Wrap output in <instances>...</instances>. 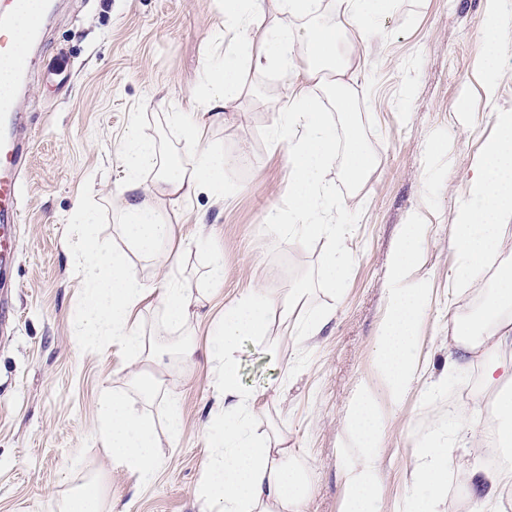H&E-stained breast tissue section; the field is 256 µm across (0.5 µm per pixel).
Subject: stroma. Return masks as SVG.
<instances>
[{"label": "stroma", "instance_id": "35a3bbf8", "mask_svg": "<svg viewBox=\"0 0 512 512\" xmlns=\"http://www.w3.org/2000/svg\"><path fill=\"white\" fill-rule=\"evenodd\" d=\"M487 0H402L387 12L382 32L353 88L360 130L375 166L359 188L335 160L331 198L344 213L351 260L337 285L320 280L317 261L325 241L298 246L271 233L265 218L287 211L288 158L268 135L276 112L288 105L287 80L274 71L245 66V93L204 130L223 153L225 198L202 193L189 201L156 205L182 225L179 266L166 254L131 257L138 276L159 280L176 273L183 288L208 290L200 315L185 331L197 351L192 364L168 359L165 387L182 406L178 439L158 433L165 466L156 482L138 490L136 479L114 468L91 432L106 389L125 386L138 364L119 347L76 343L74 318L84 284L65 241L76 204L95 210L99 241L124 250L113 216L120 207L121 150L129 127L160 146L165 156L190 164L177 113L194 112L209 67L237 43L224 25L221 0H54L29 52L19 105L28 144L23 219L16 232L9 306L12 324L0 338V512H58L89 478H97L103 512H205L195 491L205 468L208 411L214 401L206 346L212 322L253 288L275 295L311 291V307L335 314L312 341L295 344L274 326L275 347L242 338V386L257 394L266 415L262 428L283 435L312 478L305 512H340L344 471L343 420L360 381L370 378L377 328L383 317L386 279L401 224L424 210L432 225L421 272L434 280L437 302L425 313L422 350L432 357L437 388L413 386L406 401L388 409L378 466L383 476L378 512H394L405 498H427L415 481L411 432L452 433L449 409L473 397L491 402L481 384L483 360L446 375L448 332L454 318L471 311L478 290L449 285L458 263L448 246L457 208L467 194V174L482 143L495 135V112L512 110V0L504 10V44L495 98H487L474 72L488 51L480 29ZM475 115L464 130L460 109ZM445 136L448 152L433 153ZM224 258V281L207 289V249ZM447 504L462 501L461 473L487 462L486 448L449 450Z\"/></svg>", "mask_w": 512, "mask_h": 512}]
</instances>
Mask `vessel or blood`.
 Wrapping results in <instances>:
<instances>
[{"label": "vessel or blood", "instance_id": "b4317fda", "mask_svg": "<svg viewBox=\"0 0 512 512\" xmlns=\"http://www.w3.org/2000/svg\"><path fill=\"white\" fill-rule=\"evenodd\" d=\"M18 0H0V59L9 61L16 79H24L25 60L15 54L10 33L17 17ZM24 121L15 94L0 97V274L10 275L16 244V226L21 220L22 188L19 170L24 148L15 130Z\"/></svg>", "mask_w": 512, "mask_h": 512}]
</instances>
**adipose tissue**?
I'll return each instance as SVG.
<instances>
[{
	"label": "adipose tissue",
	"instance_id": "obj_1",
	"mask_svg": "<svg viewBox=\"0 0 512 512\" xmlns=\"http://www.w3.org/2000/svg\"><path fill=\"white\" fill-rule=\"evenodd\" d=\"M401 0H332L334 24L316 21L321 0H276L278 20L265 24L261 0H223L224 22L241 35L243 50L225 54L207 77L205 92L190 122L182 126L194 163H163L156 143L144 141L129 129L122 147L124 181L118 188L122 205L117 221L126 252L107 250L92 234L96 217L76 207L72 257L85 294L77 309L78 345H117L129 361L140 364L131 389L105 392L98 405L95 434L108 450L114 467L133 474L139 488L152 486L162 465L155 451L158 428L179 435L182 415L177 400H169L163 422L134 407L131 396L144 402L157 397L163 384L160 364L164 339L148 336L135 315L148 299L163 310L165 331L185 329L201 302L172 277L150 285L128 265L129 253L151 256L178 237L179 227L164 219L148 198L142 176L156 172L155 189L177 202L201 192L215 200L224 198V158L201 137L203 128L224 108L239 100L243 64L256 70L274 69L281 75L302 71V79L289 83L287 109L277 113L270 126L275 145L288 153L287 214L267 216L268 226L281 239L301 242L330 240L319 258V275L336 281L348 265L350 249L343 243L345 224L330 203V164L342 156L344 173L360 185L374 162L359 134L358 118L348 93L349 80L360 68L353 55H340V35L358 46L379 37L384 13ZM307 50V67L299 69L292 41ZM337 89L335 113L325 112L314 89ZM497 132L471 166L469 196L452 226L449 246L462 256L452 280L472 288L483 285L481 271L494 255L512 246V113L495 115ZM431 231L421 212L401 225L391 257L386 288V308L379 327L371 379L360 382L343 424V444L350 457L345 470L341 512H375L381 488L377 465L387 426L386 407H399L414 382L428 378L430 364L423 357L420 325L435 298L436 288L420 276L423 245ZM303 289L271 296L257 288L225 307L224 316L211 333L207 354L213 362L216 407L204 477L196 489L207 512H305L310 484L293 449L276 434L259 435L255 426L264 414L258 397L239 383L235 353L247 336L274 345L271 326L281 320L295 342L317 336L332 315L317 308L297 313ZM512 347V267H503L481 313L474 320L457 319L448 338L449 372L463 370L476 350L485 353L483 384L495 391L488 417L499 431V462L493 467L465 471L462 484L467 512H487L490 503L512 489V364L498 352ZM421 460L419 478L430 493L426 501L404 500L399 512H437L448 483V440L439 434L415 436Z\"/></svg>",
	"mask_w": 512,
	"mask_h": 512
}]
</instances>
